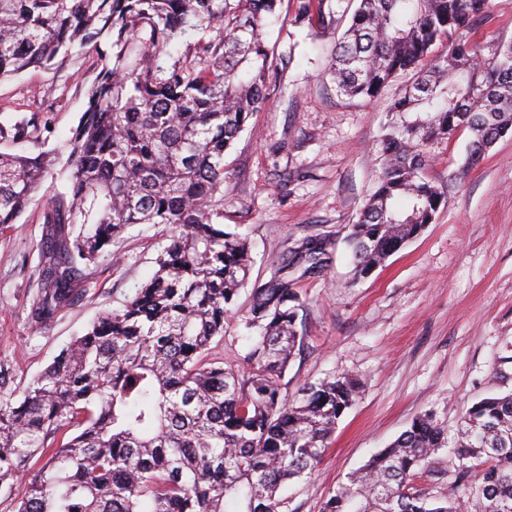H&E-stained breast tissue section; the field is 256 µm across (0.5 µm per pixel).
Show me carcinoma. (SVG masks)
<instances>
[{
	"label": "carcinoma",
	"instance_id": "1",
	"mask_svg": "<svg viewBox=\"0 0 512 512\" xmlns=\"http://www.w3.org/2000/svg\"><path fill=\"white\" fill-rule=\"evenodd\" d=\"M488 0H357L336 44L346 96L374 98L410 76L389 107L375 188L351 225L356 274L372 273L434 222L444 193L424 146L470 134L463 168L512 132V43L484 56L467 33ZM281 0H0V81L61 65L79 48L99 71L67 141L70 174L42 210L40 323L73 305L92 266L130 224H167L169 244L121 308L99 314L18 398L0 396V491L14 512H287L284 486L309 478L358 383L333 376L287 399L281 380L300 336L294 279L253 289L258 335L236 365L210 356L249 281V246L224 229V155L265 100L264 21ZM328 0H295L297 24ZM451 46L436 53L439 43ZM184 51L174 55V47ZM36 113L0 106V224H14L56 165ZM328 241L293 251L319 275ZM457 460L448 495L417 479ZM44 459L30 472L29 459ZM483 466L473 473L474 464ZM512 512V393L468 407L450 430L431 417L349 473L322 512Z\"/></svg>",
	"mask_w": 512,
	"mask_h": 512
}]
</instances>
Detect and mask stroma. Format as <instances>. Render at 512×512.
Returning a JSON list of instances; mask_svg holds the SVG:
<instances>
[{"mask_svg":"<svg viewBox=\"0 0 512 512\" xmlns=\"http://www.w3.org/2000/svg\"><path fill=\"white\" fill-rule=\"evenodd\" d=\"M335 9L338 22L325 30L295 24L293 0H283L266 28L265 104L224 157L223 224L252 247L251 286L268 282L304 239L332 242L321 275L290 271L302 341L283 393L297 396L306 382L333 375L361 384L315 474L288 488V512H321L346 474L416 417L452 427L474 401L512 393V133L468 170L469 133L429 144L426 174L445 194L435 221L370 276L355 278L348 227L374 190L387 109L407 79L370 100L337 92L330 59L354 4L337 0ZM471 35L486 55L512 43V0H490ZM97 72L91 52L59 68H32L0 83V103L38 113L40 141L61 152ZM64 185L55 171L18 223L0 228V396H20L99 313L120 308L168 243V225L128 227L74 304L49 324L35 322L40 212L50 189Z\"/></svg>","mask_w":512,"mask_h":512,"instance_id":"obj_1","label":"stroma"}]
</instances>
